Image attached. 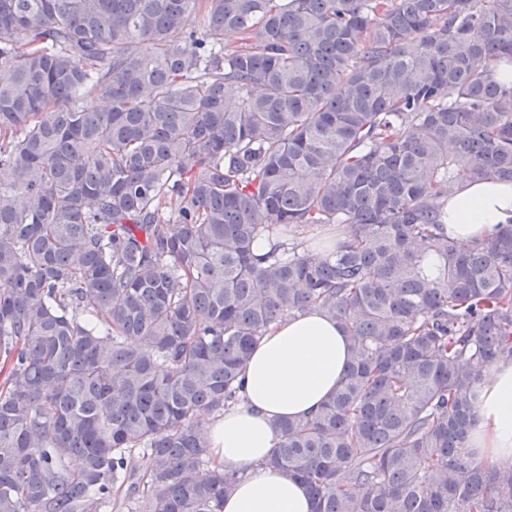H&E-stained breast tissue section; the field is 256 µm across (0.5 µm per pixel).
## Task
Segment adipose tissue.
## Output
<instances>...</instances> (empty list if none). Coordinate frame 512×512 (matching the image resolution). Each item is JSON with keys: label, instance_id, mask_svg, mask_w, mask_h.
I'll use <instances>...</instances> for the list:
<instances>
[{"label": "adipose tissue", "instance_id": "1", "mask_svg": "<svg viewBox=\"0 0 512 512\" xmlns=\"http://www.w3.org/2000/svg\"><path fill=\"white\" fill-rule=\"evenodd\" d=\"M511 223V183L461 176L446 205L450 240L468 247ZM350 355L338 322L318 308L285 316L259 340L242 373V402L205 426L211 459L241 474L224 512H314L305 485L267 463L278 441L274 422L316 414L344 377ZM480 392L470 447L480 462L511 463L512 361L490 365Z\"/></svg>", "mask_w": 512, "mask_h": 512}]
</instances>
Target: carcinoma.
Segmentation results:
<instances>
[{"mask_svg":"<svg viewBox=\"0 0 512 512\" xmlns=\"http://www.w3.org/2000/svg\"><path fill=\"white\" fill-rule=\"evenodd\" d=\"M511 64L512 0H0V512H223L204 425L310 307L351 361L268 464L315 512H512V224L443 226L461 162L512 182ZM470 449L478 461L502 465L512 462V361L490 365L480 386Z\"/></svg>","mask_w":512,"mask_h":512,"instance_id":"cac0c4a2","label":"carcinoma"}]
</instances>
